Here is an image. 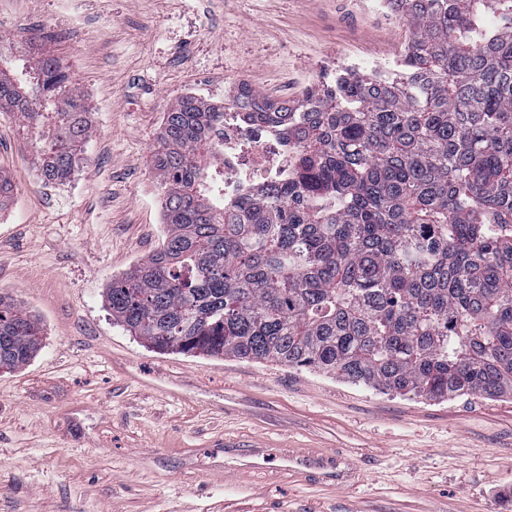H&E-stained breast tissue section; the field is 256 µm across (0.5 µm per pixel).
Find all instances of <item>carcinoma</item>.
<instances>
[{"label":"carcinoma","instance_id":"carcinoma-1","mask_svg":"<svg viewBox=\"0 0 512 512\" xmlns=\"http://www.w3.org/2000/svg\"><path fill=\"white\" fill-rule=\"evenodd\" d=\"M401 74L346 71L299 102L247 83L231 107L288 150V178L218 206L224 106L172 103L151 155L166 236L112 280V321L158 351L272 360L382 393L512 395V0H390ZM501 24H483L485 10ZM59 67H0V112L65 184L90 123ZM41 328L0 296V370Z\"/></svg>","mask_w":512,"mask_h":512}]
</instances>
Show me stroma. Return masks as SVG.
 <instances>
[{
  "instance_id": "stroma-1",
  "label": "stroma",
  "mask_w": 512,
  "mask_h": 512,
  "mask_svg": "<svg viewBox=\"0 0 512 512\" xmlns=\"http://www.w3.org/2000/svg\"><path fill=\"white\" fill-rule=\"evenodd\" d=\"M37 25L91 102L61 199L0 112V295L40 349L0 371V512H512V396L384 394L271 361L164 354L114 324L112 280L160 249L150 158L170 104L245 82L297 100L366 59L398 66L403 19L369 0H0V56ZM257 448L248 476L230 445ZM331 452L344 486L281 471Z\"/></svg>"
}]
</instances>
